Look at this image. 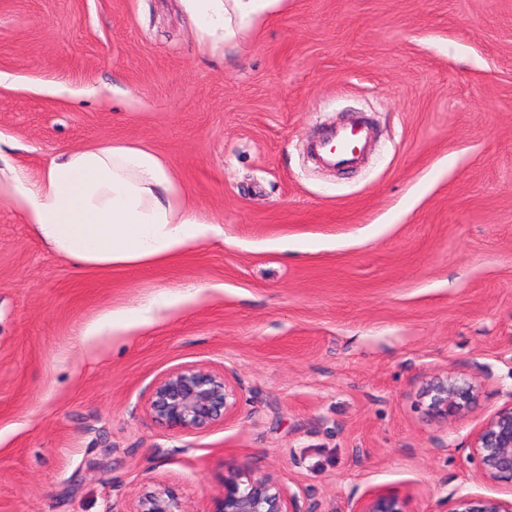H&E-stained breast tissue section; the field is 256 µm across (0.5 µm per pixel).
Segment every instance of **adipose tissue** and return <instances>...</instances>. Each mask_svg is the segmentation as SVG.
Masks as SVG:
<instances>
[{"label":"adipose tissue","mask_w":512,"mask_h":512,"mask_svg":"<svg viewBox=\"0 0 512 512\" xmlns=\"http://www.w3.org/2000/svg\"><path fill=\"white\" fill-rule=\"evenodd\" d=\"M186 2L201 49L216 54L278 0ZM0 196L46 246L84 269L166 262L220 233L180 200L165 160L132 141L67 150L34 180L12 171L0 180Z\"/></svg>","instance_id":"adipose-tissue-1"}]
</instances>
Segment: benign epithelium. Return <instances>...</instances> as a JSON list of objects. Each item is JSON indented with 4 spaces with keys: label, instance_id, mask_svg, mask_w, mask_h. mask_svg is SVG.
Listing matches in <instances>:
<instances>
[{
    "label": "benign epithelium",
    "instance_id": "benign-epithelium-1",
    "mask_svg": "<svg viewBox=\"0 0 512 512\" xmlns=\"http://www.w3.org/2000/svg\"><path fill=\"white\" fill-rule=\"evenodd\" d=\"M472 379L439 375L421 396L429 414L442 419L464 414L476 398ZM240 389L227 372L197 366L177 368L153 387L147 410L156 421L181 431H192L225 420L238 409ZM485 480L512 487V400L485 419L471 441ZM407 497L387 491L357 500L349 512H410ZM133 512H187L183 501L161 487L137 500ZM212 512H301L297 493L268 475L234 471L224 477V490ZM447 512H512V498L471 493L448 498Z\"/></svg>",
    "mask_w": 512,
    "mask_h": 512
}]
</instances>
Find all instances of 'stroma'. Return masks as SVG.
Returning <instances> with one entry per match:
<instances>
[{
    "label": "stroma",
    "instance_id": "stroma-1",
    "mask_svg": "<svg viewBox=\"0 0 512 512\" xmlns=\"http://www.w3.org/2000/svg\"><path fill=\"white\" fill-rule=\"evenodd\" d=\"M354 112L366 164L315 169L308 141ZM114 140L163 156L222 233L85 271L0 200V512H132L164 485L212 512L241 468L302 512L512 497L470 449L512 399V0H281L220 55L182 0H0V170ZM131 308L146 321L88 334ZM185 365L227 372L236 412L156 422ZM446 372L476 380L463 417L420 402ZM409 500L395 491L374 493L358 499L351 505L349 512H411Z\"/></svg>",
    "mask_w": 512,
    "mask_h": 512
}]
</instances>
